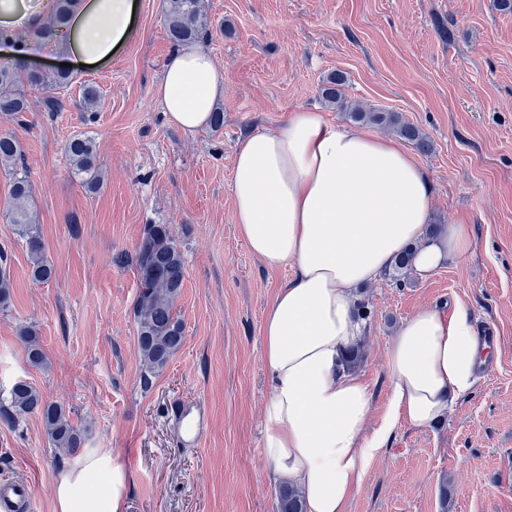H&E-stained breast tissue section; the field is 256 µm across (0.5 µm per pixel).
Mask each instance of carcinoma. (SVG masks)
<instances>
[{"label": "carcinoma", "instance_id": "obj_1", "mask_svg": "<svg viewBox=\"0 0 512 512\" xmlns=\"http://www.w3.org/2000/svg\"><path fill=\"white\" fill-rule=\"evenodd\" d=\"M72 0H57L52 27L42 30L45 39L66 26ZM167 34L178 46L197 44L209 36V17L205 0H172L167 19ZM72 75L58 71L48 77L37 70H28L14 60L0 62V112H9L17 117L29 111V101L20 86L40 91L51 85L65 89ZM346 78L336 74L323 82L319 89L320 99L330 108L345 112L362 123L376 125L393 131L412 143L419 150L428 152L431 142L418 126L406 121L399 113L367 108L347 98L344 91ZM66 154L75 168V173L87 174L86 186L96 190L101 182L99 165L93 142L88 138H73L66 145ZM22 159L19 143L10 134L0 135V164L17 169ZM14 207L11 223L27 245L31 275L34 280L47 283L54 276V268L45 255V246L37 225L33 224L27 203L32 196V185L27 177L18 175L11 184ZM414 249L399 255L394 265L384 276L395 284H401L407 273L413 271ZM7 259L0 256V309L6 310L11 302V282L6 269ZM135 267L138 277L139 296L134 307V322L137 346L141 356L143 388L152 384L172 357L181 349L185 339V328L175 311L176 302L185 281V260L165 224H150L135 250ZM26 348L30 364L41 366L46 355L37 336L30 327H23L19 334ZM36 413L41 416L52 447L60 454L72 456L83 448L85 429L72 420L71 410L59 402L49 401L29 382L17 380L6 390L0 389V420L7 425L17 424L24 416ZM276 512H304L300 493L290 485L278 488Z\"/></svg>", "mask_w": 512, "mask_h": 512}]
</instances>
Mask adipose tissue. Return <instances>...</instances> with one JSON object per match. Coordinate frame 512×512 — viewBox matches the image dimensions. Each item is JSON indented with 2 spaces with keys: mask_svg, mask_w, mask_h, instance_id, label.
<instances>
[{
  "mask_svg": "<svg viewBox=\"0 0 512 512\" xmlns=\"http://www.w3.org/2000/svg\"><path fill=\"white\" fill-rule=\"evenodd\" d=\"M137 10V0H74L58 52L81 69L109 61L134 34ZM42 18L26 0H0V55L34 59L35 41L15 33L37 30ZM223 93L213 57L196 45L172 49L155 89L168 123L190 136L208 126ZM231 195L250 252L268 266L294 268L262 326L268 478L296 487L306 512H348L370 460L398 425L426 428L444 418L472 390L483 361L466 310L450 317L420 310L387 348L389 407L367 429L372 393L346 364L364 333L356 290L414 242L415 272L432 274L471 250L470 228L451 224L427 237L432 188L416 158L393 139L332 126L311 110L239 140ZM132 483L111 451L87 449L61 465L53 512H124Z\"/></svg>",
  "mask_w": 512,
  "mask_h": 512,
  "instance_id": "obj_1",
  "label": "adipose tissue"
}]
</instances>
